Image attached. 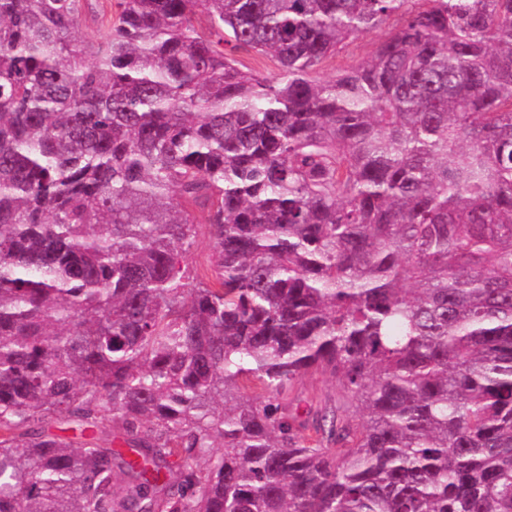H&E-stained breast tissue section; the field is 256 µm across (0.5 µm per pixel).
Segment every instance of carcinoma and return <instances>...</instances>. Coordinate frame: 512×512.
Masks as SVG:
<instances>
[{"mask_svg": "<svg viewBox=\"0 0 512 512\" xmlns=\"http://www.w3.org/2000/svg\"><path fill=\"white\" fill-rule=\"evenodd\" d=\"M0 512H512V0H0ZM380 36L381 33H373L355 41L349 46L346 52L342 53L324 69L323 75L331 77L336 74V70L346 68L367 59ZM196 243L192 251L187 255L185 264L190 268H198L202 264L207 254L210 253L213 242L206 224H198L196 227ZM338 397L339 391L334 381L321 374H312L295 384L282 403L289 410L303 414L309 409L314 411L325 404L333 406Z\"/></svg>", "mask_w": 512, "mask_h": 512, "instance_id": "1", "label": "carcinoma"}]
</instances>
